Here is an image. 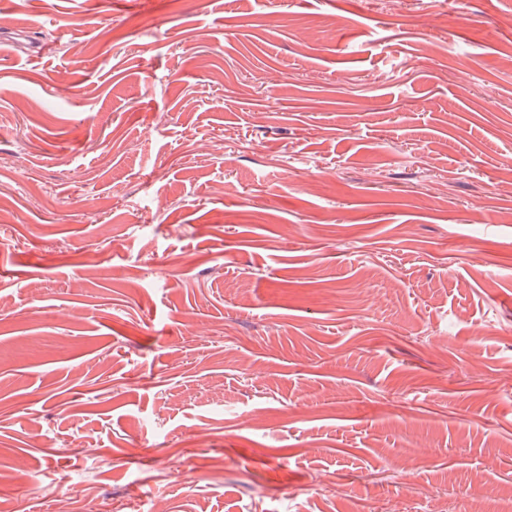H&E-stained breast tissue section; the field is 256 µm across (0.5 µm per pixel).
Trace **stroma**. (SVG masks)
<instances>
[{
  "label": "stroma",
  "instance_id": "stroma-1",
  "mask_svg": "<svg viewBox=\"0 0 512 512\" xmlns=\"http://www.w3.org/2000/svg\"><path fill=\"white\" fill-rule=\"evenodd\" d=\"M510 159L512 0H0V512H512ZM71 500L81 499L84 503L82 510L90 512H126L129 508L124 504L118 505L116 502H107L104 499L90 497L88 490L76 483L70 495Z\"/></svg>",
  "mask_w": 512,
  "mask_h": 512
}]
</instances>
